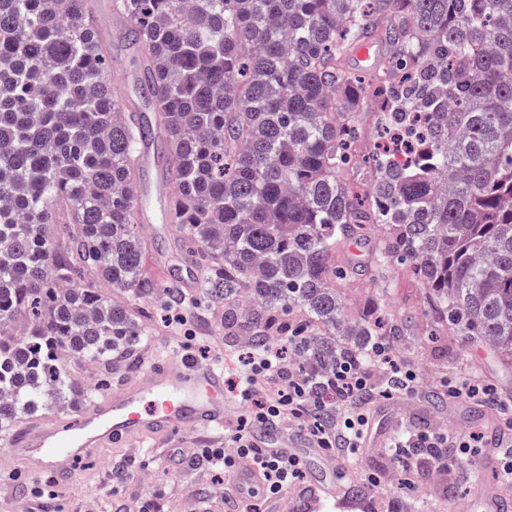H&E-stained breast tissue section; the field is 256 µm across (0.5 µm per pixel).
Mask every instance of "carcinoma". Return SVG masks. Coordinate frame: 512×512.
<instances>
[{
  "instance_id": "obj_1",
  "label": "carcinoma",
  "mask_w": 512,
  "mask_h": 512,
  "mask_svg": "<svg viewBox=\"0 0 512 512\" xmlns=\"http://www.w3.org/2000/svg\"><path fill=\"white\" fill-rule=\"evenodd\" d=\"M157 122L116 111L91 0H0V438L79 392L72 358L143 335L131 188L161 139L196 288L254 342L308 336L318 368L371 346L336 250L386 230L436 323L512 362V0H115ZM389 55L361 75L350 51ZM382 127L374 166L358 114ZM366 171L361 182L351 176Z\"/></svg>"
}]
</instances>
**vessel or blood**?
<instances>
[{"label": "vessel or blood", "instance_id": "vessel-or-blood-1", "mask_svg": "<svg viewBox=\"0 0 512 512\" xmlns=\"http://www.w3.org/2000/svg\"><path fill=\"white\" fill-rule=\"evenodd\" d=\"M135 202L153 198L161 212L174 207L166 177L155 174L133 189ZM224 372L213 364L174 358L151 364L90 405L80 407L68 421L55 418L27 428L14 436L17 458L31 474L59 475L65 462L89 456L131 437L157 435H210L223 431L229 414L237 410L236 399L224 393ZM258 445L280 448L295 456L306 485L291 491L290 501L300 512H344L350 504L341 468L316 448L303 434L258 431ZM476 512H512V486L478 476L471 486Z\"/></svg>", "mask_w": 512, "mask_h": 512}]
</instances>
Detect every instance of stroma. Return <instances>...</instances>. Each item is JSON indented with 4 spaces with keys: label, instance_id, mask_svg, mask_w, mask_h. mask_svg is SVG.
<instances>
[{
    "label": "stroma",
    "instance_id": "obj_1",
    "mask_svg": "<svg viewBox=\"0 0 512 512\" xmlns=\"http://www.w3.org/2000/svg\"><path fill=\"white\" fill-rule=\"evenodd\" d=\"M93 12L105 43L106 76L116 94L132 95L129 78L138 74L139 62L114 32L112 0H94ZM385 238L384 229L372 228L362 245L341 248L338 260L351 273L350 281L340 286L345 316L355 319L371 299H379V316L398 322L394 338L397 355L415 364L422 386L414 395L396 394L375 406L373 430L384 440L403 425L480 432L484 438L478 448L459 459L447 477H436L432 462L420 460L423 485L408 497L401 493L400 476L392 472L389 460L379 449L366 448L349 489L357 491L365 473L385 471L389 479L373 489L368 512H467L469 487L475 473L484 467L491 436L512 443V402L505 406L486 399L458 403L439 399L438 394L443 381L468 375L477 377L481 384L496 386L500 393H512V368L502 367L491 352L450 333L447 327L433 326L426 313L428 293L411 269L398 264L376 265ZM148 242L143 259L147 275L166 281L185 278L186 266L171 246L170 233L160 232ZM136 308L147 334L136 344L131 361L113 357L110 388H118L148 362L179 351L195 360L223 365L225 379L231 380L251 348L250 336L225 330L221 304L202 299L190 307L159 298L137 303ZM178 312L186 316L192 334L187 345L170 323ZM223 445V436L216 435L203 441L188 439L182 448L170 438H146L117 448H101L69 463V478L59 482L28 476L19 470L14 448L0 444V512H56L60 507L66 512H137L145 502L152 512H175L185 503L192 505V512H235L236 501L222 493L224 473L194 453L201 446Z\"/></svg>",
    "mask_w": 512,
    "mask_h": 512
}]
</instances>
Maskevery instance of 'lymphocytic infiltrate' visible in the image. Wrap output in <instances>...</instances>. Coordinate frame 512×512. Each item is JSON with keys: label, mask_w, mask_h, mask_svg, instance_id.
<instances>
[{"label": "lymphocytic infiltrate", "mask_w": 512, "mask_h": 512, "mask_svg": "<svg viewBox=\"0 0 512 512\" xmlns=\"http://www.w3.org/2000/svg\"><path fill=\"white\" fill-rule=\"evenodd\" d=\"M286 348L296 352V362H285ZM395 351L394 342L381 336L370 349L348 351L332 367L318 370L309 364L307 337H288L283 346L252 345L231 383L242 405L236 430L223 447L203 449V456L228 475L235 473L241 460H251L262 473V490L270 498L283 497L303 472L294 457L256 446L253 438L259 430L292 428L303 433L312 447L334 454L344 465H355L371 427V405L396 392L415 394L420 387L415 367L397 360ZM474 440V435L447 428L424 432L404 426L389 439L386 454L404 472L401 488L409 494L422 478L409 450L427 459H445L452 466Z\"/></svg>", "instance_id": "obj_1"}]
</instances>
